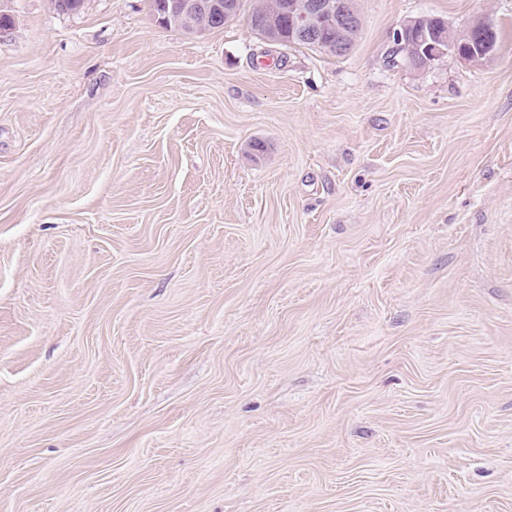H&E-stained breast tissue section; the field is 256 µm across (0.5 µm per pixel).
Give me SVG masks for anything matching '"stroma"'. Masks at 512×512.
<instances>
[{
  "label": "stroma",
  "mask_w": 512,
  "mask_h": 512,
  "mask_svg": "<svg viewBox=\"0 0 512 512\" xmlns=\"http://www.w3.org/2000/svg\"><path fill=\"white\" fill-rule=\"evenodd\" d=\"M355 4L9 0L0 512H512V0ZM427 17L496 45L391 64ZM225 1V0H224ZM223 0H177L174 4L171 5L169 13H162V17H159L158 14L155 13V19L158 20V23L162 24H177L179 22L190 19L191 17H195L200 14H213L209 16V18H204L203 22L205 27L210 24L213 28L209 27V29H216L224 27V17L227 19L235 14H240L241 12H245L244 8L246 1L238 0L239 7L238 10L236 5L231 0H226L228 2H224ZM217 14H224L217 16ZM219 18V19H217ZM285 3L282 14L278 18L281 40L276 24V16L272 15L263 26L264 39L279 43L286 47L304 46L323 50H331L336 54L349 51L347 40L349 29L356 25V16L351 12L349 0H289ZM291 19L292 26L289 24ZM305 39L314 43L297 39ZM336 32V34H335ZM325 51V50H323ZM326 52V51H325Z\"/></svg>",
  "instance_id": "1"
}]
</instances>
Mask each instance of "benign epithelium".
Instances as JSON below:
<instances>
[{
    "label": "benign epithelium",
    "instance_id": "benign-epithelium-1",
    "mask_svg": "<svg viewBox=\"0 0 512 512\" xmlns=\"http://www.w3.org/2000/svg\"><path fill=\"white\" fill-rule=\"evenodd\" d=\"M283 10L291 19L297 37L317 43L337 54L350 49L349 29L356 25V16L351 12L349 0H290ZM222 14L229 18L238 13L230 0H175L168 13L162 14L158 22L177 24L200 14ZM409 29H417L423 39V50L419 62L426 66L448 54V48L439 36L432 35L426 21L417 19L396 32L403 39Z\"/></svg>",
    "mask_w": 512,
    "mask_h": 512
}]
</instances>
